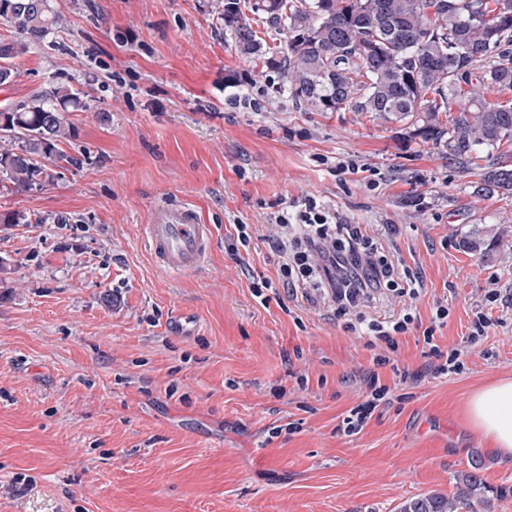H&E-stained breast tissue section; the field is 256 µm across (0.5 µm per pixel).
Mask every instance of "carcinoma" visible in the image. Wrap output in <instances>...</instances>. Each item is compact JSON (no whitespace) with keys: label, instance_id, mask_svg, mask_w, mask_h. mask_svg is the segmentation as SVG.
Returning a JSON list of instances; mask_svg holds the SVG:
<instances>
[{"label":"carcinoma","instance_id":"carcinoma-1","mask_svg":"<svg viewBox=\"0 0 512 512\" xmlns=\"http://www.w3.org/2000/svg\"><path fill=\"white\" fill-rule=\"evenodd\" d=\"M280 36L269 56L251 22ZM0 86L18 76L13 60L63 25L50 0H0ZM224 30L244 58H265L296 103L319 112L343 108L395 123L412 139L438 149L467 172L477 170L473 194L512 196V166L495 160L512 148V106L484 90H512V0H224ZM479 72L478 85L471 77ZM80 105L68 86L39 91L0 112V177L18 190L51 182L46 163L73 135L69 107ZM484 164H479V161ZM462 238L482 257L503 242ZM481 459L457 476L451 496L412 497L398 512H475L490 508Z\"/></svg>","mask_w":512,"mask_h":512}]
</instances>
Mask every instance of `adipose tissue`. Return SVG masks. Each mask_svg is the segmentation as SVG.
I'll use <instances>...</instances> for the list:
<instances>
[{"instance_id":"obj_1","label":"adipose tissue","mask_w":512,"mask_h":512,"mask_svg":"<svg viewBox=\"0 0 512 512\" xmlns=\"http://www.w3.org/2000/svg\"><path fill=\"white\" fill-rule=\"evenodd\" d=\"M464 411L470 427L492 441L495 454L512 457V377L475 390Z\"/></svg>"}]
</instances>
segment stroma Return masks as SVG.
Returning <instances> with one entry per match:
<instances>
[{
  "label": "stroma",
  "mask_w": 512,
  "mask_h": 512,
  "mask_svg": "<svg viewBox=\"0 0 512 512\" xmlns=\"http://www.w3.org/2000/svg\"><path fill=\"white\" fill-rule=\"evenodd\" d=\"M52 5L62 27L0 86V110L61 85L83 103L52 183L0 186V512H395L452 495L475 458L504 493L493 512H512V459L461 414L512 375V242L488 258L458 246L511 227L512 196L474 198L471 176L396 125L293 105L237 54L224 0ZM308 196L422 273V322L447 298L442 350L466 344L475 312L492 320L456 374L427 375L421 330L400 335L378 369L392 401L352 436L339 426L373 350L319 295L251 289L277 275L271 214ZM181 202L213 236L202 270L174 277L142 228ZM238 224L258 235L234 256Z\"/></svg>",
  "instance_id": "1"
}]
</instances>
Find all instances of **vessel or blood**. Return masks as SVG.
<instances>
[{
	"label": "vessel or blood",
	"mask_w": 512,
	"mask_h": 512,
	"mask_svg": "<svg viewBox=\"0 0 512 512\" xmlns=\"http://www.w3.org/2000/svg\"><path fill=\"white\" fill-rule=\"evenodd\" d=\"M144 237L153 262L168 273L193 274L208 258L210 227L188 203L154 208Z\"/></svg>",
	"instance_id": "obj_1"
}]
</instances>
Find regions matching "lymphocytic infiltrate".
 Segmentation results:
<instances>
[{"mask_svg": "<svg viewBox=\"0 0 512 512\" xmlns=\"http://www.w3.org/2000/svg\"><path fill=\"white\" fill-rule=\"evenodd\" d=\"M275 222L278 233L271 244L280 257L278 279L254 281L253 293L263 297L265 290L276 283L292 293L311 288L328 296L337 316L354 314L357 331L368 346L377 350L373 359L376 369L366 376L370 397L342 420L344 434L360 433L373 412L388 401L389 389L380 385L378 367L389 363L390 353L398 346V335L418 326L419 321L409 312L379 320L360 314L359 309L385 290L418 299L425 291L423 278L417 273L400 275L363 225L347 223L336 211L315 200H307L295 214H278Z\"/></svg>", "mask_w": 512, "mask_h": 512, "instance_id": "1", "label": "lymphocytic infiltrate"}]
</instances>
